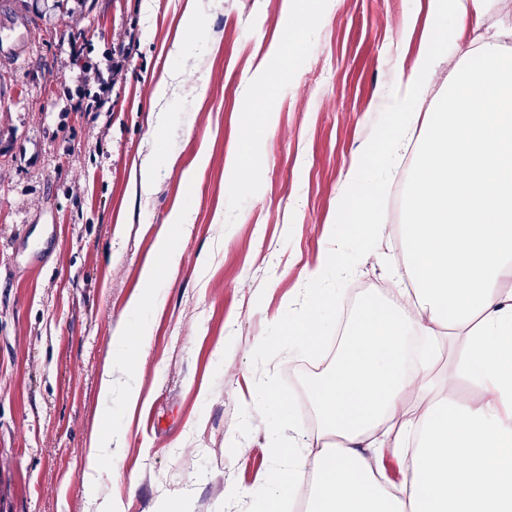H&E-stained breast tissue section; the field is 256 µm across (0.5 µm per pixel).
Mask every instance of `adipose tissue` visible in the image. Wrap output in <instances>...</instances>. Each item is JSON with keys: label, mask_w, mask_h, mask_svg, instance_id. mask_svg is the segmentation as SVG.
<instances>
[{"label": "adipose tissue", "mask_w": 512, "mask_h": 512, "mask_svg": "<svg viewBox=\"0 0 512 512\" xmlns=\"http://www.w3.org/2000/svg\"><path fill=\"white\" fill-rule=\"evenodd\" d=\"M424 46L390 101L393 122L373 147L397 154L430 92L449 24L480 11L483 0H429ZM501 34L480 46L478 67L448 82L433 125L418 142L405 189L402 238L412 293L390 313L366 304L353 317L331 369L307 392L322 451L314 468L277 461L263 488L270 503L307 485L306 512H512V54ZM367 154L346 173L358 233H381ZM333 301L321 298L291 327L316 351ZM463 344L465 354L440 382L432 365L408 366L409 337ZM476 388L462 394L460 382ZM399 466L392 480L386 458Z\"/></svg>", "instance_id": "ef3b65f1"}]
</instances>
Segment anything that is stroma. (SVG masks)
Segmentation results:
<instances>
[{"mask_svg":"<svg viewBox=\"0 0 512 512\" xmlns=\"http://www.w3.org/2000/svg\"><path fill=\"white\" fill-rule=\"evenodd\" d=\"M28 55L0 64V512H225L224 485L246 491L234 512H263L260 480L275 457L268 437L280 410L312 428L297 394L317 371L278 318L297 291L332 297L325 340L364 285L405 288L402 194L415 142L393 164L379 209L387 237L357 245V227L328 236L353 157L391 121L389 100L415 60L428 0H335L286 39L282 0H20ZM206 27L204 47L169 51L185 13ZM413 29H402L404 16ZM512 29V0H484L479 18L439 39L444 63L420 102L428 133L446 79L474 66L482 37ZM285 45L277 58L270 50ZM268 62L280 79L259 86ZM121 65L99 111L85 68ZM167 81L164 98L155 87ZM278 114L275 128L241 135L245 97ZM253 149L254 184L230 187L232 151ZM168 166L150 194L142 166ZM190 207L174 245L182 263L158 283L152 339L135 371L112 357L168 216ZM326 264L324 280L308 272ZM112 364V393L100 389ZM138 386L135 410L124 406ZM112 430L119 462L88 472L90 438ZM237 437L238 447L228 445Z\"/></svg>","mask_w":512,"mask_h":512,"instance_id":"stroma-1","label":"stroma"}]
</instances>
